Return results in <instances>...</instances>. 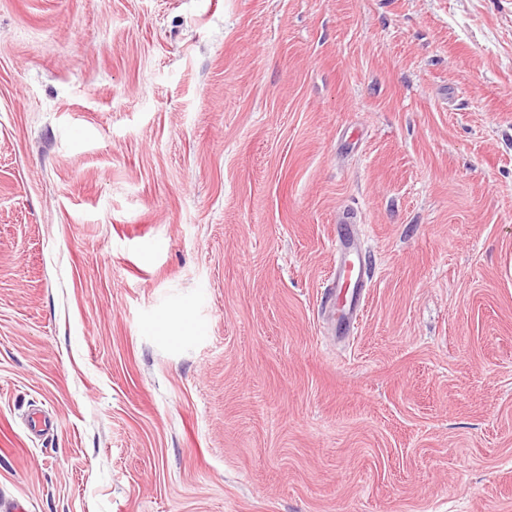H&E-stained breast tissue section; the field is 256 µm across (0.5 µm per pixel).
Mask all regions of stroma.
<instances>
[{
	"label": "stroma",
	"mask_w": 512,
	"mask_h": 512,
	"mask_svg": "<svg viewBox=\"0 0 512 512\" xmlns=\"http://www.w3.org/2000/svg\"><path fill=\"white\" fill-rule=\"evenodd\" d=\"M13 502L512 512V0H0ZM336 252L338 260L336 264V295L342 288L345 293L346 310L342 314L343 322L348 321L349 317L356 319L365 297L367 285V276L365 264L361 261L359 255L350 246L349 238L340 232L336 235Z\"/></svg>",
	"instance_id": "35a3bbf8"
}]
</instances>
